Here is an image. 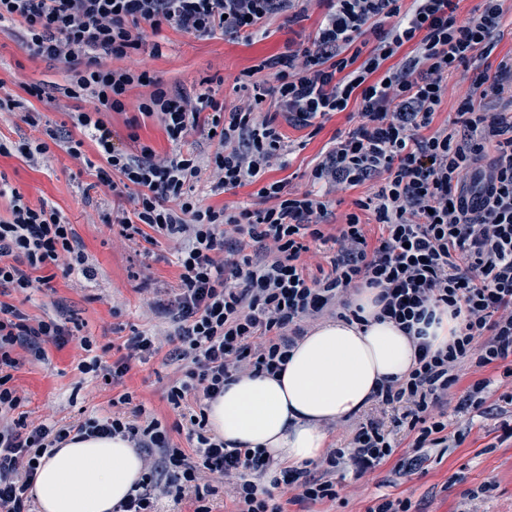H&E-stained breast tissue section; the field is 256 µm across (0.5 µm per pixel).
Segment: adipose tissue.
Segmentation results:
<instances>
[{"label": "adipose tissue", "instance_id": "adipose-tissue-1", "mask_svg": "<svg viewBox=\"0 0 512 512\" xmlns=\"http://www.w3.org/2000/svg\"><path fill=\"white\" fill-rule=\"evenodd\" d=\"M376 295L364 288L353 299L363 322L330 320L311 329L282 375H241L225 385L207 410L212 432L283 463L321 459L326 424L362 409L378 382L417 363L412 339L377 321ZM142 474L143 460L127 440L91 438L45 457L33 492L42 512H112Z\"/></svg>", "mask_w": 512, "mask_h": 512}]
</instances>
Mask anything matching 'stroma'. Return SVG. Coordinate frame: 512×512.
<instances>
[{"label":"stroma","instance_id":"stroma-1","mask_svg":"<svg viewBox=\"0 0 512 512\" xmlns=\"http://www.w3.org/2000/svg\"><path fill=\"white\" fill-rule=\"evenodd\" d=\"M323 15L322 8L310 4L308 17L300 25L288 22L287 14L275 15L264 23L265 34L246 36L218 33L198 38L166 27L160 34L146 32L142 48L121 60L133 70H150L166 87L211 95L225 110H232L240 96L236 80L253 71L262 60L283 53L298 33L314 32ZM161 43V55H152L153 43ZM485 67L475 61L459 68L450 80L447 98L440 106L434 124L451 123L460 99L467 94L477 73ZM65 65L49 63L30 55L19 25H0V97L19 95L25 83L48 86L65 84ZM145 87L131 88L125 97V109L111 113L112 131L133 154L141 146H150L157 157L173 156L172 144L157 116L140 113L139 105L148 95ZM88 102L62 95L52 101L32 100V110L41 114L40 127L25 123L21 113L0 112V138L14 143H39L43 127L69 123V115L88 109ZM359 122L353 112L332 113L321 118V129L278 120L277 129L290 149L286 169L267 172L266 180H287L290 190L313 189L312 172L331 147L336 133H347ZM217 148L206 130L191 133L182 147L193 153L201 174L195 192L203 204L215 208L245 206L256 202L257 185L228 191L214 190L215 177L210 160ZM84 159H73L64 149L50 145L47 153L29 160L20 154L0 156V181L16 189L30 205L47 202L73 224L83 246L91 277L79 274L56 275L50 289L10 292L7 303L38 320L61 319L73 325V338L62 348L45 344V359L22 354L14 372V383L25 398L23 410L29 422L39 424L53 418L66 422L89 418L102 419L112 413V400L121 394L132 396L133 404L143 406L147 415L172 429L171 438L181 448H190L187 429L178 428L179 416L166 401V389L180 377L178 362L169 357L168 336L171 319L158 307L168 300L179 281L176 263L178 246L157 236L152 248L142 239L122 236L121 217L133 214L131 195L117 197L101 188L96 166L101 159L93 142H85ZM371 184L348 188L330 195L327 213L320 225L323 239L309 241L305 256L306 272L320 277L336 246L333 237L349 213H358L368 241H376L378 226L371 212L357 210L355 202L366 199ZM136 332L156 336L162 348L156 355L135 359L120 384L105 386L92 375L81 373L79 362L86 354L82 338L93 343L94 354L111 362V344H118ZM497 369L463 366L460 381L448 395L444 406L448 414L449 435L461 436L460 444L426 448L412 469L399 461L411 457L407 445H400L394 457L361 478L346 475L338 501H323L303 506L287 503L284 512H368L384 495L400 497L411 503L410 512H512V436L504 431L512 426V405L501 396L512 392V380L502 379L488 396V411L479 415L458 411L465 388L482 377L497 376Z\"/></svg>","mask_w":512,"mask_h":512}]
</instances>
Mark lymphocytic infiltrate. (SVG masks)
<instances>
[{
  "instance_id": "f902f5d3",
  "label": "lymphocytic infiltrate",
  "mask_w": 512,
  "mask_h": 512,
  "mask_svg": "<svg viewBox=\"0 0 512 512\" xmlns=\"http://www.w3.org/2000/svg\"><path fill=\"white\" fill-rule=\"evenodd\" d=\"M324 14L316 31L289 43L281 55L263 61L272 82L240 83L241 102L223 112L209 96L190 97L166 89L146 70L119 67L140 50L145 30L168 26L198 37L217 32L256 34L273 15L287 13L300 24L310 3ZM460 0H0V22L19 25L34 57L65 64L68 98L89 96L93 107L71 121L81 139L45 127L44 142L20 144L26 157L64 145L82 159L85 141L102 160L98 183L115 195L134 190L132 217L121 218L126 238L150 228L179 243V282L167 310L175 330L172 360L183 375L166 391L172 409L188 396L212 401L233 377L281 374L289 352L310 322L326 315L353 316L350 295L374 288L379 320L390 321L416 341L417 365L407 375L383 382L372 404L394 409V424L412 435L413 452L447 443L441 407L459 382L458 368H502L512 377V52L494 71H482L464 97L456 119L434 128L436 111L448 94V80L475 59H490L506 24L502 0H482L470 21L458 15ZM135 86L149 88L142 114L157 116L168 140L182 146L187 135L212 129L219 148L212 163L215 187L230 190L258 184L260 205L233 211L201 205L190 184L201 168L193 157L160 159L151 147L129 154L115 141L109 112L125 109ZM274 109L258 115L264 100ZM356 109L358 125L337 135L314 169L319 191H290L287 181L263 182L266 172L285 168L287 147L276 121L302 126L334 112ZM378 186L358 201L335 238L336 253L323 277L312 278L300 258L306 238L323 233L319 218L326 195L369 181ZM11 195V217L0 220V289L49 287L43 270L89 274L86 256L71 224L42 203ZM379 227L369 245L360 211ZM243 235L268 257L253 260L233 243ZM459 324L447 348L432 350L423 324L438 307ZM72 332L55 320L30 321L0 301V512H30L41 458L52 449L91 437L122 436L157 450L135 494L116 512H156L159 496L190 497L193 512H212V479L230 483L237 512H282L272 492L282 489L296 503L338 499L335 481L314 478L300 467H275L249 448L228 447L207 434L205 413L190 415L192 450L174 446L158 419L136 424L143 413L130 394L120 411L105 419L57 426L31 425L12 386L19 364L16 349L43 358L44 343L64 347ZM112 364L99 357L81 362L82 373L120 383L132 359L156 353L154 337L135 333L119 344ZM397 445L376 421L357 426L346 447L327 449L328 471L353 465L364 475L389 459ZM273 473L271 487L256 482Z\"/></svg>"
}]
</instances>
